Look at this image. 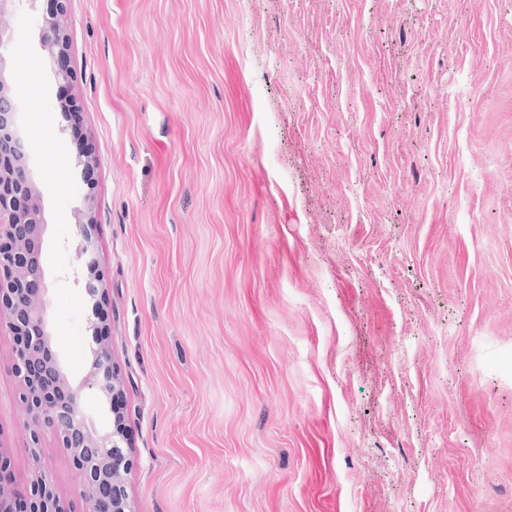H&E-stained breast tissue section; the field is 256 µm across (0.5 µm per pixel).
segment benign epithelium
<instances>
[{
  "label": "benign epithelium",
  "mask_w": 512,
  "mask_h": 512,
  "mask_svg": "<svg viewBox=\"0 0 512 512\" xmlns=\"http://www.w3.org/2000/svg\"><path fill=\"white\" fill-rule=\"evenodd\" d=\"M19 0H0V329L13 344V369L20 378L19 400L30 428L28 451L33 466L16 483L0 450V512H136L127 493L134 467L129 430L122 408L112 406V428L101 431L82 411V393L95 390L112 401L124 391V379L112 360L110 325L104 318L90 325L94 346L91 367L73 382L53 351L48 317V275L43 245L49 229L38 176L23 132L22 100L11 75L12 33L1 18ZM41 17L40 44L57 83L73 79L64 60L68 52L66 0ZM75 220L81 243L77 259L92 297L103 296L105 274L96 257V204L93 191L84 196ZM54 437L81 479L79 500L64 503L53 490V478L42 462V435Z\"/></svg>",
  "instance_id": "obj_1"
}]
</instances>
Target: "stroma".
Segmentation results:
<instances>
[{
	"instance_id": "35a3bbf8",
	"label": "stroma",
	"mask_w": 512,
	"mask_h": 512,
	"mask_svg": "<svg viewBox=\"0 0 512 512\" xmlns=\"http://www.w3.org/2000/svg\"><path fill=\"white\" fill-rule=\"evenodd\" d=\"M67 7L65 87L39 12L6 22L76 381L93 301L74 213L97 197L137 512H512V0ZM12 357L0 332L22 479ZM42 451L76 500L68 457Z\"/></svg>"
}]
</instances>
